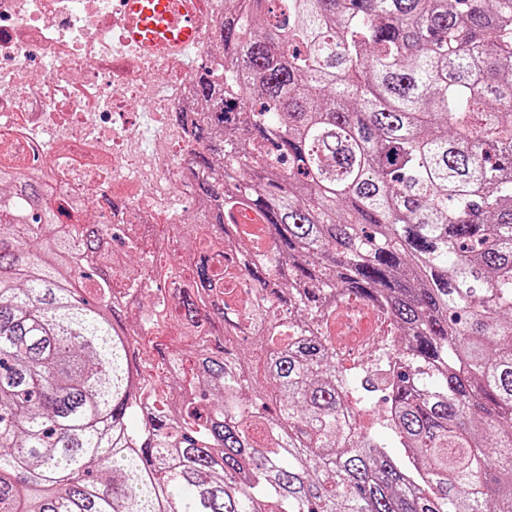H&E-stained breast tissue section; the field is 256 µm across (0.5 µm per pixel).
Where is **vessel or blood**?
<instances>
[{"mask_svg": "<svg viewBox=\"0 0 512 512\" xmlns=\"http://www.w3.org/2000/svg\"><path fill=\"white\" fill-rule=\"evenodd\" d=\"M120 4L131 42L150 53L173 49L186 55L195 51L201 35L198 0H120ZM354 314L367 325L369 335L381 333V322L370 305L341 306L334 321L335 343L350 358L361 348L359 341L346 334Z\"/></svg>", "mask_w": 512, "mask_h": 512, "instance_id": "obj_1", "label": "vessel or blood"}]
</instances>
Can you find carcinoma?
Instances as JSON below:
<instances>
[{
  "mask_svg": "<svg viewBox=\"0 0 512 512\" xmlns=\"http://www.w3.org/2000/svg\"><path fill=\"white\" fill-rule=\"evenodd\" d=\"M218 36L188 128L208 207L140 329L178 311L172 348L125 330L111 225L51 232L83 203L4 151L0 512H512V0H225ZM350 299L403 336L388 439L327 330Z\"/></svg>",
  "mask_w": 512,
  "mask_h": 512,
  "instance_id": "carcinoma-1",
  "label": "carcinoma"
}]
</instances>
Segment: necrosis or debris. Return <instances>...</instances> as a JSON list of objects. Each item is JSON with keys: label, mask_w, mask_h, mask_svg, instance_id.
Segmentation results:
<instances>
[{"label": "necrosis or debris", "mask_w": 512, "mask_h": 512, "mask_svg": "<svg viewBox=\"0 0 512 512\" xmlns=\"http://www.w3.org/2000/svg\"><path fill=\"white\" fill-rule=\"evenodd\" d=\"M116 0H0V135L54 191L83 201L86 222L123 225L137 250L180 254L160 229L200 212L185 165L195 146L194 75L179 54L124 48ZM155 122L146 142L139 106Z\"/></svg>", "instance_id": "4bbe7bcc"}]
</instances>
